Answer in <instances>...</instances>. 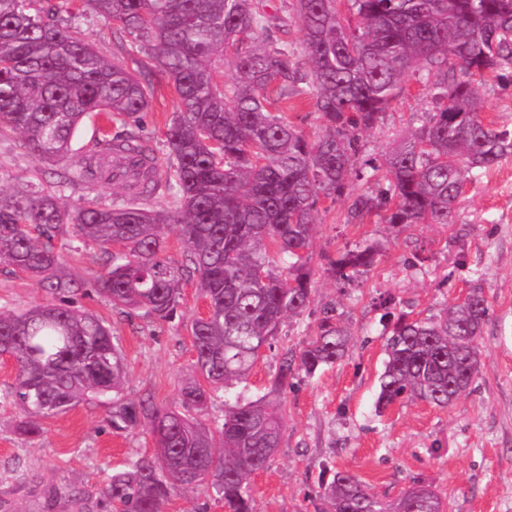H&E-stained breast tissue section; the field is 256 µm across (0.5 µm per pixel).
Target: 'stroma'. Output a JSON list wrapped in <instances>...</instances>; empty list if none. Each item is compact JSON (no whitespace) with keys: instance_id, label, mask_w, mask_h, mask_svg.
Segmentation results:
<instances>
[{"instance_id":"35a3bbf8","label":"stroma","mask_w":512,"mask_h":512,"mask_svg":"<svg viewBox=\"0 0 512 512\" xmlns=\"http://www.w3.org/2000/svg\"><path fill=\"white\" fill-rule=\"evenodd\" d=\"M88 39L107 60L124 63L133 40L117 34L110 21L83 16ZM155 94L142 113L137 136L158 158L167 153L164 131L177 110L167 80L154 82ZM435 104L429 89L406 76L403 94L382 122L365 134V153L384 160L399 137L419 125ZM64 164L33 156L21 137L0 132V190L56 185ZM310 265L313 300L299 317L285 321L270 348L262 351L246 383L208 403L201 421L224 418L225 399L270 398L284 409V433L267 466L251 477L255 512H318L323 468L357 475L380 498H396L420 482L435 490L446 512H512V156L469 186L454 224H385L368 218L346 221L344 200H321ZM375 241L377 263L349 283L336 282L323 258ZM53 247L65 268L86 280L77 307L101 315L117 337L125 364L122 394L138 401L178 406L180 389L194 352L186 326L204 314L194 282L183 288L174 320L128 315L113 309L97 289L95 274L106 256L95 245L73 252L71 238ZM482 288L491 315L481 336L482 368L470 395L437 408L402 399L377 407L384 344L390 329L381 301L395 299V312L414 319L436 313L468 292ZM36 279L0 267V307L20 311L46 302ZM335 308L352 333L344 358L315 375L296 373L280 392L269 380L285 354L297 353L314 336L325 308ZM14 369L0 370V512H72L68 499L83 497L89 512H112L102 490L113 471L151 453L149 424L113 430L107 407L82 402L46 420L40 436L16 427L19 411L7 399ZM164 512H224L217 491L202 485L178 492Z\"/></svg>"}]
</instances>
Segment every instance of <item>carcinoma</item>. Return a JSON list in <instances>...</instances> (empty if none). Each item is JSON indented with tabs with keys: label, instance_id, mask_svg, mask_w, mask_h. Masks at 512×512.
<instances>
[{
	"label": "carcinoma",
	"instance_id": "cac0c4a2",
	"mask_svg": "<svg viewBox=\"0 0 512 512\" xmlns=\"http://www.w3.org/2000/svg\"><path fill=\"white\" fill-rule=\"evenodd\" d=\"M35 0H0V131L9 129L42 160L71 158L64 184H111L116 201L58 202L56 187L0 190V265L59 298L0 311V349L16 374L8 397L17 428L38 436L42 421L83 401H111L112 428L151 419L155 450L112 475L103 493L118 512H162L173 492L210 484L225 512H254L249 479L278 448L283 409L264 400L224 401V422L199 415L211 398L246 382L262 349L287 318L312 302L315 213L324 198L344 199L347 223L381 215L386 224H452L467 185L512 155V130L487 124L485 77L512 80V0H292L282 15L264 0H80L136 44L130 63L106 60L81 27L43 17ZM295 23L303 56L275 37ZM230 58L224 79L215 58ZM417 73L436 110L385 158L377 195L349 191L354 175L376 170L360 135L374 128ZM172 84L178 111L167 124L161 164L139 140L96 138L81 154L72 139L85 118L135 122L151 104V77ZM310 100L323 123L309 138L271 107ZM174 190L165 207L151 199ZM73 232L108 253L98 276L115 309L173 319L184 272L197 275L207 312L188 326L193 375L180 405L121 397L125 373L110 325L72 307L84 285L60 274L48 244ZM175 231L185 263L166 256ZM375 244L326 257L349 281L374 266ZM491 305L480 288L437 314L400 315L386 338L378 408L409 396L447 408L480 372ZM350 334L327 308L297 358H284L270 382L278 392L295 370L314 374L341 359ZM323 512H443L442 498L415 483L395 500L370 493L358 476L336 472L319 485Z\"/></svg>",
	"mask_w": 512,
	"mask_h": 512
}]
</instances>
